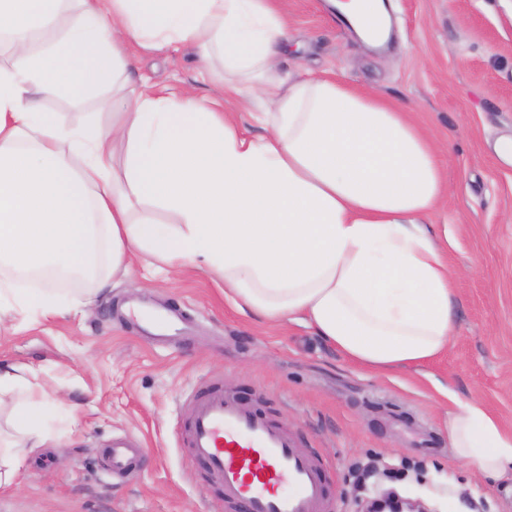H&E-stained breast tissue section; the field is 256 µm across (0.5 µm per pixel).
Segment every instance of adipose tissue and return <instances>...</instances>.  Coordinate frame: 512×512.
I'll use <instances>...</instances> for the list:
<instances>
[{
    "label": "adipose tissue",
    "instance_id": "adipose-tissue-1",
    "mask_svg": "<svg viewBox=\"0 0 512 512\" xmlns=\"http://www.w3.org/2000/svg\"><path fill=\"white\" fill-rule=\"evenodd\" d=\"M77 2L68 16L66 0H0V316L87 305L142 253L214 275L240 311L301 321L366 366H419L449 346L452 275L424 229L448 184L408 108L282 67L285 0ZM132 43L220 57L221 98L130 88ZM107 83L111 100L77 126L42 108ZM244 97L261 102V135L224 109ZM62 279L82 286L66 303L50 287ZM17 389L16 429L41 445L44 388L0 368V395ZM448 443L480 475L512 477V429L478 401L456 402Z\"/></svg>",
    "mask_w": 512,
    "mask_h": 512
}]
</instances>
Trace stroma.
Returning a JSON list of instances; mask_svg holds the SVG:
<instances>
[{"mask_svg": "<svg viewBox=\"0 0 512 512\" xmlns=\"http://www.w3.org/2000/svg\"><path fill=\"white\" fill-rule=\"evenodd\" d=\"M399 42L362 41L327 0H288L289 69L333 71L403 104L441 150L449 191L428 230L454 272L456 333L434 360L362 366L298 322L267 326L236 309L224 284L134 260L94 304L49 319L0 317V361L29 366L47 389L46 441L28 452L0 512H224L182 442L199 389L218 385L288 427L325 466L334 506L397 487L438 512H512V484L483 478L448 446L456 401L479 400L512 428V0H392ZM221 62L191 45L133 51L130 80L215 94ZM181 317L157 343L125 305ZM140 446L127 476L105 470L113 439Z\"/></svg>", "mask_w": 512, "mask_h": 512, "instance_id": "35a3bbf8", "label": "stroma"}]
</instances>
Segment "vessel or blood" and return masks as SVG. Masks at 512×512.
I'll return each mask as SVG.
<instances>
[{
    "mask_svg": "<svg viewBox=\"0 0 512 512\" xmlns=\"http://www.w3.org/2000/svg\"><path fill=\"white\" fill-rule=\"evenodd\" d=\"M191 460L224 495L230 512H329L321 462L299 451L287 427L210 387L200 392L185 426ZM107 470L135 468V445L119 439Z\"/></svg>",
    "mask_w": 512,
    "mask_h": 512,
    "instance_id": "1",
    "label": "vessel or blood"
}]
</instances>
